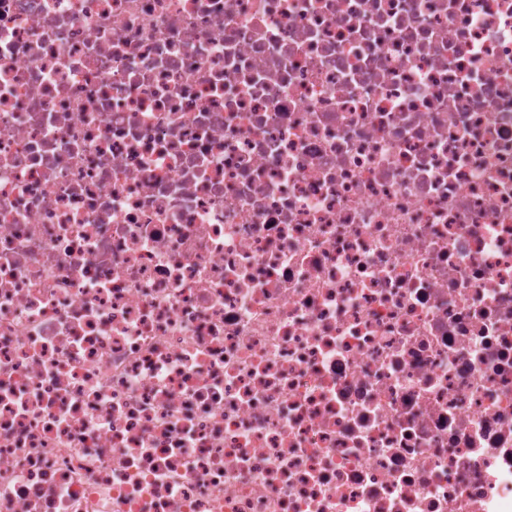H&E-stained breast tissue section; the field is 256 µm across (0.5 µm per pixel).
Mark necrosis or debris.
Segmentation results:
<instances>
[{"label":"necrosis or debris","instance_id":"4bbe7bcc","mask_svg":"<svg viewBox=\"0 0 512 512\" xmlns=\"http://www.w3.org/2000/svg\"><path fill=\"white\" fill-rule=\"evenodd\" d=\"M0 512H512V0H0Z\"/></svg>","mask_w":512,"mask_h":512}]
</instances>
